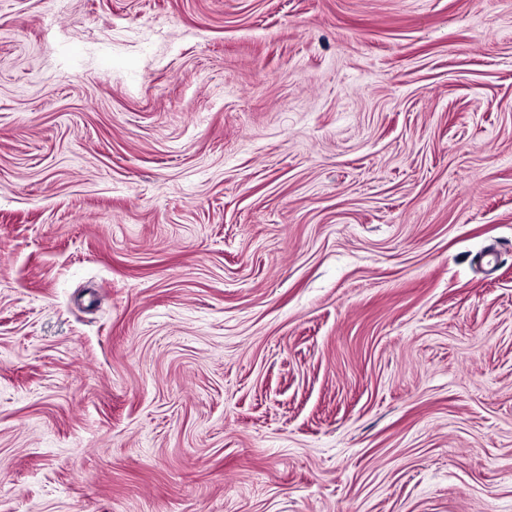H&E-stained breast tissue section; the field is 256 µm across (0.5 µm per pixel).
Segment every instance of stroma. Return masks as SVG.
I'll list each match as a JSON object with an SVG mask.
<instances>
[{
	"label": "stroma",
	"mask_w": 512,
	"mask_h": 512,
	"mask_svg": "<svg viewBox=\"0 0 512 512\" xmlns=\"http://www.w3.org/2000/svg\"><path fill=\"white\" fill-rule=\"evenodd\" d=\"M0 512H512V0H0Z\"/></svg>",
	"instance_id": "1"
}]
</instances>
